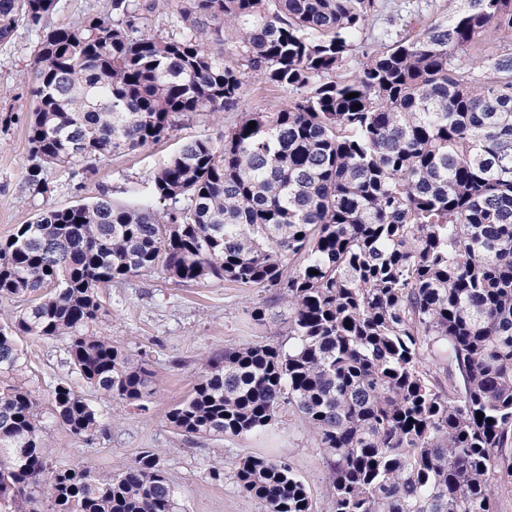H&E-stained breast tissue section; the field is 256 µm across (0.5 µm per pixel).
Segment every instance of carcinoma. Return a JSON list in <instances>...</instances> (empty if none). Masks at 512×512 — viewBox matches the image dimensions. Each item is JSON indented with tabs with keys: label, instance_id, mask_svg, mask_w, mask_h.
<instances>
[{
	"label": "carcinoma",
	"instance_id": "1",
	"mask_svg": "<svg viewBox=\"0 0 512 512\" xmlns=\"http://www.w3.org/2000/svg\"><path fill=\"white\" fill-rule=\"evenodd\" d=\"M161 2L39 33L28 189L155 144L177 115L237 110L251 77L289 103L182 144L143 203L48 206L0 242V303L26 302L0 316V512L37 494L50 512H176L153 450L118 474L53 467L21 379L20 337L61 338L86 385L145 409L147 363L95 327L103 289L157 270L288 305V347L224 349L167 412L178 434L247 437L286 402L322 449L331 512H497L512 495V0L373 38L379 0H183L166 37L146 32ZM57 3L0 0V43ZM52 408L79 438L104 427L66 382ZM235 476L265 512H313L282 458L243 456Z\"/></svg>",
	"mask_w": 512,
	"mask_h": 512
}]
</instances>
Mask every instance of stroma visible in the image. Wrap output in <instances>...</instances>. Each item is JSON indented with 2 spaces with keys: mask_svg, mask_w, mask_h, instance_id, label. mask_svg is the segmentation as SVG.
I'll list each match as a JSON object with an SVG mask.
<instances>
[{
  "mask_svg": "<svg viewBox=\"0 0 512 512\" xmlns=\"http://www.w3.org/2000/svg\"><path fill=\"white\" fill-rule=\"evenodd\" d=\"M38 33L19 26L0 43V240L26 224L47 206H69L107 195L114 204L128 205L146 195L154 171L184 141L207 135L219 138L235 124L240 111L276 110L287 94L279 87L249 81L239 112L191 114L179 117L172 136L144 149L96 160L91 179L80 177L81 165L52 169L49 190L31 194L25 184L29 164L26 115L31 98L30 64ZM111 303L101 332L118 343L131 360L147 357L153 372L148 411L100 398L72 371L63 340L23 338L29 361L27 386L50 410L54 386L68 382L81 392L109 423L108 429L86 441L66 427L46 421L44 438L53 464L59 468L88 466L102 474L129 467L140 451L156 449L175 490L178 512H265L262 504L243 493L235 464L245 455L283 456L308 486L314 512H329L326 463L310 429L297 411L282 405L276 421L264 432L248 437L178 435L166 413L197 381L204 362L225 347L257 342L287 344V306L264 293L231 283H176L162 273L140 275L104 289ZM265 306L263 321L251 312Z\"/></svg>",
  "mask_w": 512,
  "mask_h": 512,
  "instance_id": "1",
  "label": "stroma"
}]
</instances>
